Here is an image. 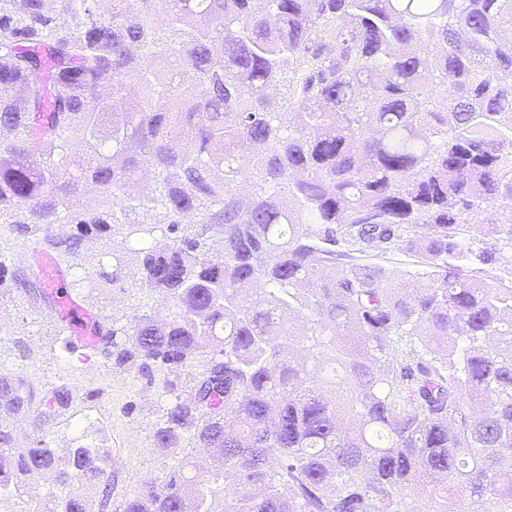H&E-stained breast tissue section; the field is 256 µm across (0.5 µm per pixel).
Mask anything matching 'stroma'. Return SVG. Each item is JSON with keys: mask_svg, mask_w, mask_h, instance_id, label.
Instances as JSON below:
<instances>
[{"mask_svg": "<svg viewBox=\"0 0 512 512\" xmlns=\"http://www.w3.org/2000/svg\"><path fill=\"white\" fill-rule=\"evenodd\" d=\"M70 233L67 224L51 237L0 224V260L5 263L0 269V377H22L32 393L27 414L0 407V425L10 427L18 448L42 439L62 451L88 442L109 449L117 483L111 499L95 505L94 512H118L122 499L141 481L163 477L182 457L200 456L201 450L189 440L165 452L153 446L163 384L173 380L179 393L188 394L186 375H148L135 365L118 367L103 344H79L56 314L34 260L38 253L63 267L67 292L96 315L100 334L126 324L137 310L162 305L157 293L138 288L132 274L119 288L104 280L88 284L87 275L95 273L99 259L119 241L90 235L68 251L57 241ZM60 387L69 392V408L48 423H39L45 397Z\"/></svg>", "mask_w": 512, "mask_h": 512, "instance_id": "obj_1", "label": "stroma"}]
</instances>
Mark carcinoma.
<instances>
[{"label": "carcinoma", "mask_w": 512, "mask_h": 512, "mask_svg": "<svg viewBox=\"0 0 512 512\" xmlns=\"http://www.w3.org/2000/svg\"><path fill=\"white\" fill-rule=\"evenodd\" d=\"M97 2L0 0V223L119 236L99 276L133 260L167 300L107 354L188 372L154 445L216 452L121 512H213L220 486L224 512H419L413 486L512 512V286L472 268L496 251L475 230L512 247V0ZM393 250L420 269L352 255ZM31 401L0 377V406ZM12 443L0 495L54 473L86 486L61 512L111 496L108 449Z\"/></svg>", "instance_id": "obj_1"}]
</instances>
